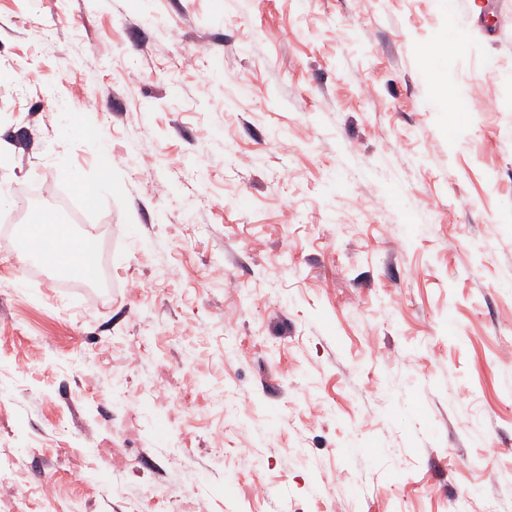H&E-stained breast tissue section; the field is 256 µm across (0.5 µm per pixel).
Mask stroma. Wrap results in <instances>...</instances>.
I'll return each mask as SVG.
<instances>
[{
  "mask_svg": "<svg viewBox=\"0 0 512 512\" xmlns=\"http://www.w3.org/2000/svg\"><path fill=\"white\" fill-rule=\"evenodd\" d=\"M0 189L112 282L0 237L26 512H512V0H0Z\"/></svg>",
  "mask_w": 512,
  "mask_h": 512,
  "instance_id": "stroma-1",
  "label": "stroma"
}]
</instances>
